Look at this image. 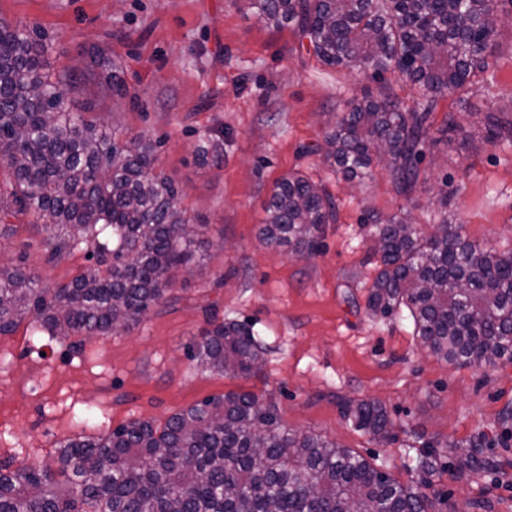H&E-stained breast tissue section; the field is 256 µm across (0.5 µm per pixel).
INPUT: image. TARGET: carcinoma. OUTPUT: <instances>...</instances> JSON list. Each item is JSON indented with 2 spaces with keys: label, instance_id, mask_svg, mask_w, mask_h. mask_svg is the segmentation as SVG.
<instances>
[{
  "label": "carcinoma",
  "instance_id": "1",
  "mask_svg": "<svg viewBox=\"0 0 512 512\" xmlns=\"http://www.w3.org/2000/svg\"><path fill=\"white\" fill-rule=\"evenodd\" d=\"M268 26H293L323 66L369 70L382 91L354 98L324 136L323 161L348 180L373 164L411 195L430 139L437 97L460 96L495 64L498 14L512 0H251ZM42 31L0 18V157L12 175L0 202L32 213L48 229L54 260L85 246L101 270L44 288L23 266L0 270V336L32 318L52 338L100 336L137 324L172 286V273L197 259L199 233L178 206L172 179L156 170V145L106 130L68 97L74 76L47 58ZM421 98L403 105L392 82ZM490 139H512V120L489 114ZM202 161L224 160L205 136ZM380 268L366 296L372 317L402 311L433 355L470 366L512 360V250L469 240L441 218L430 233L398 215L371 216ZM336 205L301 173L279 181L259 238L311 257ZM209 369L248 379L263 366L253 327L207 320L188 346ZM340 412L381 442L396 439L377 402L348 399ZM418 466L429 476L443 459L461 476L495 474L500 460L481 433L466 443L425 441ZM57 468L0 459V512H439L447 503L404 486L360 455L281 423L275 405L249 391L210 397L164 425L132 420L103 436L58 446ZM76 490L59 489L57 475Z\"/></svg>",
  "mask_w": 512,
  "mask_h": 512
}]
</instances>
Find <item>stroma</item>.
<instances>
[{
	"instance_id": "obj_1",
	"label": "stroma",
	"mask_w": 512,
	"mask_h": 512,
	"mask_svg": "<svg viewBox=\"0 0 512 512\" xmlns=\"http://www.w3.org/2000/svg\"><path fill=\"white\" fill-rule=\"evenodd\" d=\"M0 17L47 36L50 60L77 80L70 95L97 123L157 142V169L208 242L191 270L176 271L164 299L141 321L105 336L37 337L29 318L0 336V457L54 464L59 442L104 435L135 419L173 413L230 391L276 404L284 425L320 435L382 466L401 484L444 496L450 512H512V439L500 416L512 407V360L483 367L440 360L408 315L370 317L366 293L379 263L366 218L401 215L423 229L441 217L470 240L512 247V143L488 141L487 113L512 116V24L502 25L492 79L466 96L447 93L430 116L432 141L415 191L397 194L384 166L345 180L322 160L323 139L349 100L378 94L370 72L327 68L308 41L272 28L249 0H0ZM105 59V66L92 62ZM117 70L130 90L114 97ZM457 128L446 132L448 118ZM224 142L221 165L196 154L204 133ZM299 172L322 183L338 213L321 249L304 258L259 240L271 191ZM0 270L24 263L41 285L91 272L86 251L49 259L44 225L9 216ZM246 322L265 348L259 376H225L189 358L210 317ZM378 402L398 438L382 444L340 414L342 399ZM486 435L498 476L423 479L422 438L463 443Z\"/></svg>"
}]
</instances>
